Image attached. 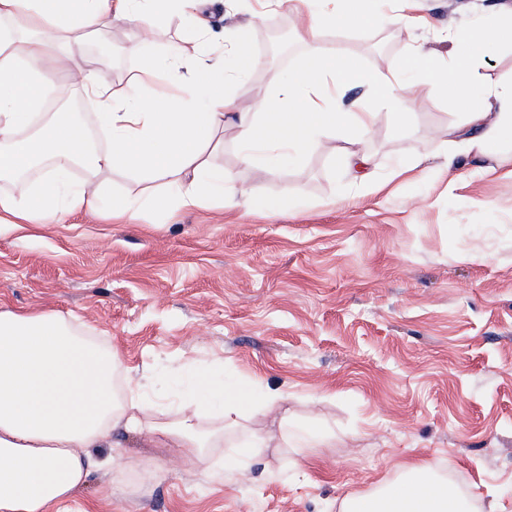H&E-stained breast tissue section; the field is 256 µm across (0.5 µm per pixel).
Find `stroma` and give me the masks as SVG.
<instances>
[{
  "label": "stroma",
  "instance_id": "1",
  "mask_svg": "<svg viewBox=\"0 0 512 512\" xmlns=\"http://www.w3.org/2000/svg\"><path fill=\"white\" fill-rule=\"evenodd\" d=\"M252 0H212L197 43L237 35L260 68L239 83L258 100L305 52L272 49L286 8L250 26ZM424 49L447 50L449 28L512 0H423ZM100 61L114 85L138 64L129 30L108 29ZM328 52L387 70L406 52L385 27L327 31ZM408 127L381 113L363 148L384 190H356L340 164L344 141L269 174L243 167L237 131L214 155L236 183L276 200L268 216L212 206L137 224L80 211L63 224L0 226V305L74 314L81 332L112 345L125 380L155 377V393L184 394L199 372L258 397L288 398L290 424L332 429L297 453L272 448L232 468L230 445L189 458L145 434H113L119 466L92 472L57 512H339L346 494L422 461L475 512H512V143L462 154L448 179L387 182L391 163H440L458 105L433 92L410 104Z\"/></svg>",
  "mask_w": 512,
  "mask_h": 512
}]
</instances>
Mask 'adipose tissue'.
<instances>
[{
	"label": "adipose tissue",
	"mask_w": 512,
	"mask_h": 512,
	"mask_svg": "<svg viewBox=\"0 0 512 512\" xmlns=\"http://www.w3.org/2000/svg\"><path fill=\"white\" fill-rule=\"evenodd\" d=\"M209 0H0V179L19 180L32 169L34 186L0 192V224H62L81 210L102 212L114 224L138 220L151 200L145 193L103 196L105 174L117 171L148 182L165 180L172 212L219 202L271 212L212 161L228 121L238 123V156L253 169L271 172L285 159L314 150L330 135L371 133L381 112L408 123L409 104L440 92L462 108L453 130L454 150L444 152L438 173H450L458 152L486 154L512 140V74L488 82L481 62L490 47L512 48V8L450 30L446 53L409 47L386 71L362 70L345 53H328L320 37L330 29L390 25L410 35L430 28L420 0H263L287 6L298 20L305 48L299 68L258 103L247 106L228 91L259 65L247 43L234 40L201 54L184 41L167 59L177 71L176 90L157 94L160 61L144 55L159 19L177 16L203 35ZM264 7V9H265ZM253 11V22L265 18ZM115 26L134 33L131 53L140 61L116 87L83 57L84 36ZM234 57L236 72L225 61ZM63 75L100 110L93 124L44 107ZM365 93L344 103L346 89ZM78 166L83 178L70 185ZM121 361L111 348L80 334L71 314L56 310H0V512H50L74 496L96 469L112 470L113 456L95 457L116 431L145 433L163 448L175 445L203 456L224 444L249 397L209 374H198L192 398L176 403L167 421L159 403L133 388H119ZM224 403L220 427L202 430L210 402ZM342 512H462L456 488L423 462L367 493L352 492Z\"/></svg>",
	"instance_id": "ef3b65f1"
}]
</instances>
